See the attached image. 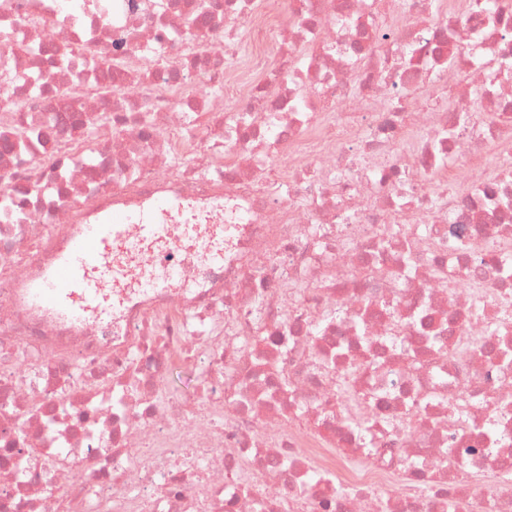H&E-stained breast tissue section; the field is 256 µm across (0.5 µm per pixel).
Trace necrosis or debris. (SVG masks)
I'll list each match as a JSON object with an SVG mask.
<instances>
[{
  "label": "necrosis or debris",
  "mask_w": 512,
  "mask_h": 512,
  "mask_svg": "<svg viewBox=\"0 0 512 512\" xmlns=\"http://www.w3.org/2000/svg\"><path fill=\"white\" fill-rule=\"evenodd\" d=\"M1 454L0 512H512V0H0ZM130 216L122 212L107 213L101 224L77 232L71 240L69 253L54 268L48 285L34 288L35 299L59 312L78 318L83 310L99 303L101 282L112 278V267L103 264L112 247L124 239ZM96 268L100 280H90L86 272ZM72 295L80 298V305L69 300ZM198 373L174 362L167 375L166 387L173 394H189L197 381Z\"/></svg>",
  "instance_id": "necrosis-or-debris-1"
}]
</instances>
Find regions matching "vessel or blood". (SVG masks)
<instances>
[{"instance_id":"1","label":"vessel or blood","mask_w":512,"mask_h":512,"mask_svg":"<svg viewBox=\"0 0 512 512\" xmlns=\"http://www.w3.org/2000/svg\"><path fill=\"white\" fill-rule=\"evenodd\" d=\"M130 222L121 212L107 213L102 222L77 232L69 253L54 268L48 285L34 289L35 299L76 318L99 303L101 281L110 279L112 269L104 257L124 239Z\"/></svg>"}]
</instances>
